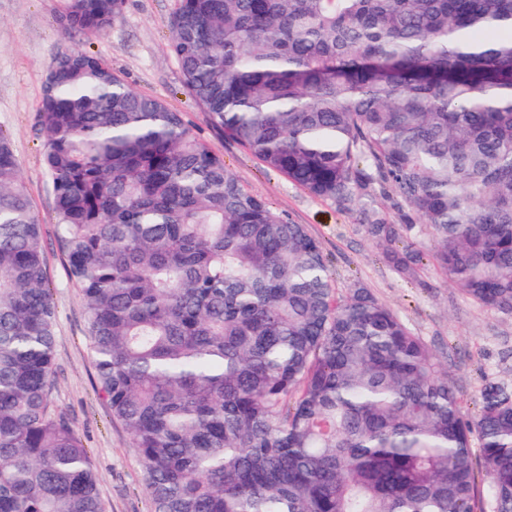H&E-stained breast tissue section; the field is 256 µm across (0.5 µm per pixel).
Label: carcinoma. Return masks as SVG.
<instances>
[{"mask_svg": "<svg viewBox=\"0 0 512 512\" xmlns=\"http://www.w3.org/2000/svg\"><path fill=\"white\" fill-rule=\"evenodd\" d=\"M125 0H64L102 36ZM170 49L224 135L356 210L399 276L431 257L512 315V0H179ZM37 108L55 234L99 390L154 512H512V383L464 416L436 352L302 224L101 58L58 53ZM391 188L400 223L362 199ZM42 224L0 130V512H104L53 408ZM478 436L482 471L472 462Z\"/></svg>", "mask_w": 512, "mask_h": 512, "instance_id": "1", "label": "carcinoma"}]
</instances>
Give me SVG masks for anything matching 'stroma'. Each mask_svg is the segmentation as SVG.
Listing matches in <instances>:
<instances>
[{
	"instance_id": "1",
	"label": "stroma",
	"mask_w": 512,
	"mask_h": 512,
	"mask_svg": "<svg viewBox=\"0 0 512 512\" xmlns=\"http://www.w3.org/2000/svg\"><path fill=\"white\" fill-rule=\"evenodd\" d=\"M63 0H0V130L12 140L27 193L43 231L48 286L57 310L53 405L65 413L89 449L105 512H153L139 457L126 428L94 384L79 288L55 239L53 192L43 171L45 137L36 116L58 51L72 48L103 58L136 91L164 100L244 187L285 220L305 225L329 261L338 293L368 288L409 330L436 351L453 378L466 417L477 411L486 380L512 381V316L469 299L424 258L416 279L399 277L384 261L353 213L310 195L225 138L183 86L169 48L177 0H125L123 17L103 36L65 32Z\"/></svg>"
}]
</instances>
